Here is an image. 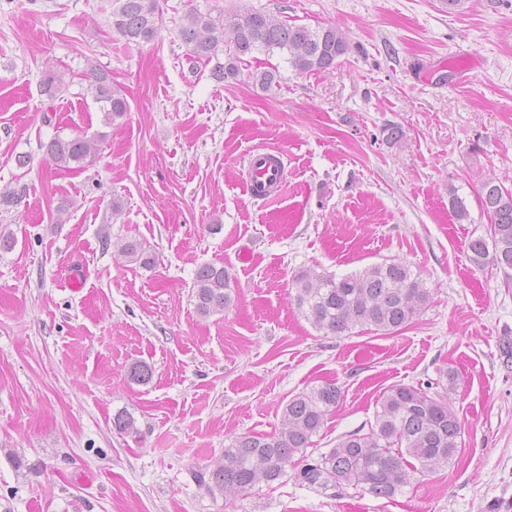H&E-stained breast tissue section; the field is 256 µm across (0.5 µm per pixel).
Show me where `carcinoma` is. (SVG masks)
Instances as JSON below:
<instances>
[{"label": "carcinoma", "instance_id": "carcinoma-1", "mask_svg": "<svg viewBox=\"0 0 512 512\" xmlns=\"http://www.w3.org/2000/svg\"><path fill=\"white\" fill-rule=\"evenodd\" d=\"M115 2L112 29L119 36L129 43L158 38V0ZM177 36L187 46L191 63L212 65L210 76L219 85L255 53H283L295 74L308 76L332 68L348 51L345 34L335 26L312 28L257 10L222 17L191 12ZM86 80L87 94L105 112L106 122L113 123L128 112L126 98L112 86L106 71L94 68ZM63 88L62 77L51 73L41 82L40 92L53 99ZM95 154V141L84 135L57 136L47 146L50 160L64 169L73 163L81 168ZM478 196L481 213L491 221V234L470 239V259L480 269L490 265L511 269L512 188L501 181L484 182ZM193 294L201 315L224 311L232 302L229 272L222 265L200 266ZM289 295L315 328L333 336H348L367 326L391 334L410 325L431 299L419 274L404 261L373 264L339 279L304 272L292 280ZM340 397L339 388L326 383L288 401L278 431L233 437L222 456L199 473L200 486L212 497L246 496L262 484L282 479L292 467L297 481L338 495L352 488L391 498L410 484L413 474H432L456 456L462 426L450 396L397 385L378 399L368 431L343 436L310 463L295 462L297 454L313 447V437Z\"/></svg>", "mask_w": 512, "mask_h": 512}]
</instances>
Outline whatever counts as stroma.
Here are the masks:
<instances>
[{"instance_id": "1", "label": "stroma", "mask_w": 512, "mask_h": 512, "mask_svg": "<svg viewBox=\"0 0 512 512\" xmlns=\"http://www.w3.org/2000/svg\"><path fill=\"white\" fill-rule=\"evenodd\" d=\"M161 35L126 43L112 0H0V512H512V269H477L488 234L477 191L512 180V0H159ZM237 9L335 26L349 50L295 75L255 54L216 86L190 71L185 16ZM478 60L456 83L442 62ZM110 73L129 110L114 124L86 91ZM278 69L264 91L256 72ZM67 89L40 93L46 73ZM399 128L389 138L390 128ZM100 139L79 171L46 155L56 136ZM282 149L288 180L252 200L240 168ZM28 156L19 166L18 156ZM470 220L457 221L451 196ZM141 243L143 266L121 253ZM404 261L431 292L406 328L327 336L298 311L299 272L341 277ZM84 286L67 285L72 262ZM231 275L224 312H197L194 273ZM145 363L149 382L131 379ZM455 372L461 446L394 498L336 497L294 476L215 499L196 473L230 438L278 430L289 400L327 383L342 396L312 456L367 429L389 387ZM130 414L135 431L112 420Z\"/></svg>"}]
</instances>
